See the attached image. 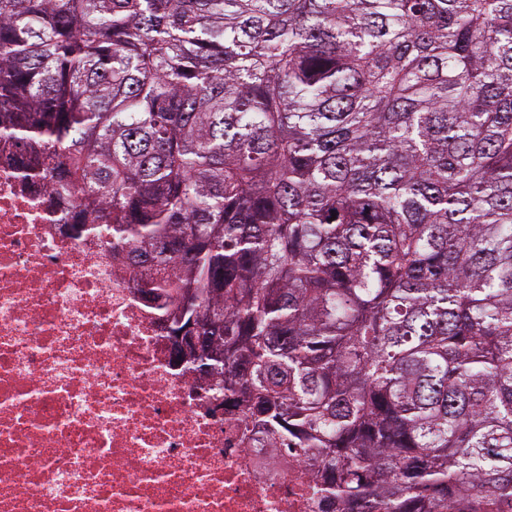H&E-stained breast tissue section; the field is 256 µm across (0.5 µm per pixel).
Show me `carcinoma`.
Wrapping results in <instances>:
<instances>
[{
	"instance_id": "obj_1",
	"label": "carcinoma",
	"mask_w": 512,
	"mask_h": 512,
	"mask_svg": "<svg viewBox=\"0 0 512 512\" xmlns=\"http://www.w3.org/2000/svg\"><path fill=\"white\" fill-rule=\"evenodd\" d=\"M0 143L332 512H512V0H0Z\"/></svg>"
}]
</instances>
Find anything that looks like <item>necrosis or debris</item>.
<instances>
[{
    "mask_svg": "<svg viewBox=\"0 0 512 512\" xmlns=\"http://www.w3.org/2000/svg\"><path fill=\"white\" fill-rule=\"evenodd\" d=\"M0 150V512H324L173 362L140 270Z\"/></svg>",
    "mask_w": 512,
    "mask_h": 512,
    "instance_id": "obj_1",
    "label": "necrosis or debris"
}]
</instances>
